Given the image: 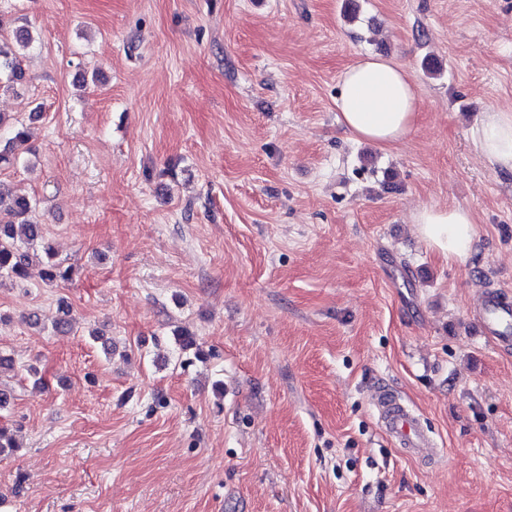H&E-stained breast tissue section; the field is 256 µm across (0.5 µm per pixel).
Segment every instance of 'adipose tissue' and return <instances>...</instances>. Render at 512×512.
<instances>
[{
    "label": "adipose tissue",
    "mask_w": 512,
    "mask_h": 512,
    "mask_svg": "<svg viewBox=\"0 0 512 512\" xmlns=\"http://www.w3.org/2000/svg\"><path fill=\"white\" fill-rule=\"evenodd\" d=\"M336 109L350 134L387 147L411 134L420 98L404 67L387 57L364 55L342 71ZM471 138L490 167L512 172V109L483 112ZM411 221L427 249L448 262H464L478 235L472 210L458 204L420 207Z\"/></svg>",
    "instance_id": "obj_1"
}]
</instances>
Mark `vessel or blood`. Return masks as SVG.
I'll use <instances>...</instances> for the list:
<instances>
[{"label": "vessel or blood", "mask_w": 512, "mask_h": 512, "mask_svg": "<svg viewBox=\"0 0 512 512\" xmlns=\"http://www.w3.org/2000/svg\"><path fill=\"white\" fill-rule=\"evenodd\" d=\"M475 332L496 340L501 348H512V300L497 288L488 289L475 322ZM374 406L385 431L405 453L415 459L435 458L439 450L433 437L424 430L418 414L397 393L377 389Z\"/></svg>", "instance_id": "obj_1"}]
</instances>
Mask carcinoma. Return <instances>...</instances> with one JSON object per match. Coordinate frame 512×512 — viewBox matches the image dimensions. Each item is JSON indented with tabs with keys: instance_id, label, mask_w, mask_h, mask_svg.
Masks as SVG:
<instances>
[{
	"instance_id": "1",
	"label": "carcinoma",
	"mask_w": 512,
	"mask_h": 512,
	"mask_svg": "<svg viewBox=\"0 0 512 512\" xmlns=\"http://www.w3.org/2000/svg\"><path fill=\"white\" fill-rule=\"evenodd\" d=\"M25 79L19 56L13 45L0 39V88H12ZM29 141L25 127H16L4 146L0 147V165L20 162ZM35 208L26 196L4 200L0 193V278L19 285L28 277L32 257L42 260V279L49 283L72 280L73 267L57 259L42 225L32 222L29 214Z\"/></svg>"
}]
</instances>
